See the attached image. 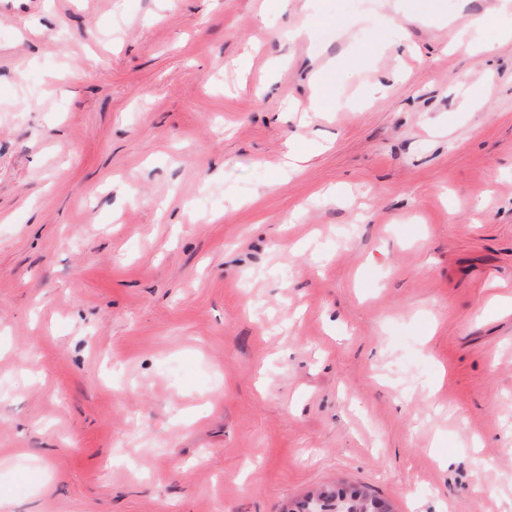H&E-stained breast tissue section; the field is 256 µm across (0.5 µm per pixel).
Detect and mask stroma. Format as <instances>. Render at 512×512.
Listing matches in <instances>:
<instances>
[{"label": "stroma", "instance_id": "1", "mask_svg": "<svg viewBox=\"0 0 512 512\" xmlns=\"http://www.w3.org/2000/svg\"><path fill=\"white\" fill-rule=\"evenodd\" d=\"M377 2L0 0V512H512V44ZM385 11L380 13L374 23L373 30L386 31L391 30L389 27L394 25L396 15L405 12V3L401 0H384Z\"/></svg>", "mask_w": 512, "mask_h": 512}]
</instances>
